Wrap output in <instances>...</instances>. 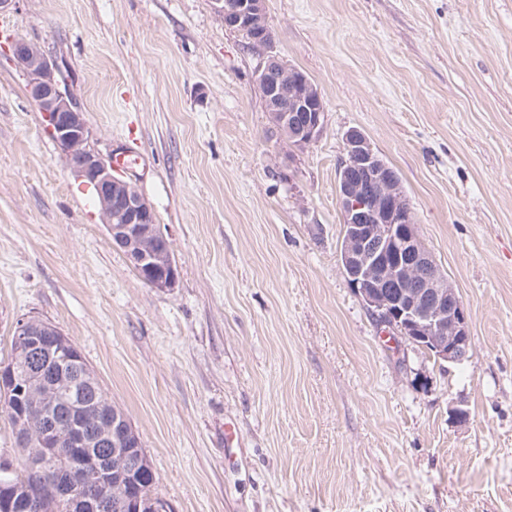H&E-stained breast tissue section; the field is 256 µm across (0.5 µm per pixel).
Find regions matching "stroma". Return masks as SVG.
<instances>
[{
    "label": "stroma",
    "mask_w": 512,
    "mask_h": 512,
    "mask_svg": "<svg viewBox=\"0 0 512 512\" xmlns=\"http://www.w3.org/2000/svg\"><path fill=\"white\" fill-rule=\"evenodd\" d=\"M321 91L305 148L211 0H13L0 13V359L48 321L120 406L169 512H512V0H266ZM38 44L88 145L178 265L112 244L6 39ZM399 173L468 315L461 364L382 333L340 263L343 135ZM468 411L457 422L452 408Z\"/></svg>",
    "instance_id": "obj_1"
}]
</instances>
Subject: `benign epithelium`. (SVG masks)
Masks as SVG:
<instances>
[{"label":"benign epithelium","mask_w":512,"mask_h":512,"mask_svg":"<svg viewBox=\"0 0 512 512\" xmlns=\"http://www.w3.org/2000/svg\"><path fill=\"white\" fill-rule=\"evenodd\" d=\"M214 8L224 18L225 28L252 32L251 45L262 52L255 82L275 127L299 148L311 144L323 128L321 93L303 71L268 51L266 0H214ZM9 50L28 79L32 98L50 122L51 135L68 155L74 176L94 188L113 246L146 283L172 287L177 280L176 262L171 249L153 247L168 239L156 224L151 205L133 183L112 172L110 160L88 147L84 113L71 93L61 91L57 63L27 41L13 39ZM344 153L338 182L347 229L342 268L356 294L386 332L424 340L448 363L464 361L472 346L464 305L421 241L399 185L362 131H346ZM56 333L52 325L30 319L18 321L13 336L19 348L39 351L45 347L43 337ZM20 382L14 368H0V392L9 395ZM107 430L112 446L124 449L125 456L130 454V439L136 435L131 423L114 412ZM63 439L77 452L46 487L29 490V505L54 498L67 500L71 509L83 501L94 510L106 508L109 471L95 457L80 452L92 442L91 436L80 426L57 421L48 422L39 433L44 448H57ZM75 472L84 474V485L90 489L85 496L76 495L71 485Z\"/></svg>","instance_id":"obj_1"}]
</instances>
